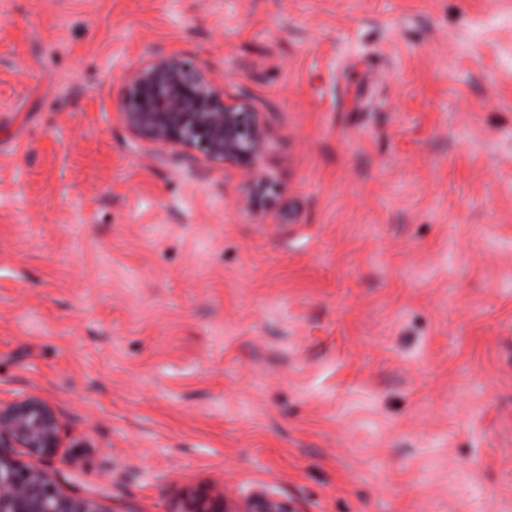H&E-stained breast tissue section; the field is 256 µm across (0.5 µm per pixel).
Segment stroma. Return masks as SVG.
Here are the masks:
<instances>
[{
    "instance_id": "obj_1",
    "label": "stroma",
    "mask_w": 512,
    "mask_h": 512,
    "mask_svg": "<svg viewBox=\"0 0 512 512\" xmlns=\"http://www.w3.org/2000/svg\"><path fill=\"white\" fill-rule=\"evenodd\" d=\"M246 93L262 174L158 160L127 74ZM103 512H512V0H0V402ZM184 512H295L290 504L268 493L265 490L252 492L241 502L219 499V505L215 499L208 495L201 496L192 501Z\"/></svg>"
}]
</instances>
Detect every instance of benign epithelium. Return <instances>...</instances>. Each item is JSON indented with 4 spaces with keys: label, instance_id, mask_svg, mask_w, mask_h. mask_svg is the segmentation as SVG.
Here are the masks:
<instances>
[{
    "label": "benign epithelium",
    "instance_id": "1",
    "mask_svg": "<svg viewBox=\"0 0 512 512\" xmlns=\"http://www.w3.org/2000/svg\"><path fill=\"white\" fill-rule=\"evenodd\" d=\"M119 114L139 139L160 157H199L229 164L247 177L241 203L249 211L285 220L279 205L283 190L264 176L259 162L269 144L262 113L246 94L228 97L224 85L193 56L157 51L129 74ZM61 445L60 419L46 401L27 395L0 403V512H102L89 497L69 496L47 472L24 464L20 456L48 459ZM184 512H294L290 504L265 490L240 502L207 495Z\"/></svg>",
    "mask_w": 512,
    "mask_h": 512
}]
</instances>
